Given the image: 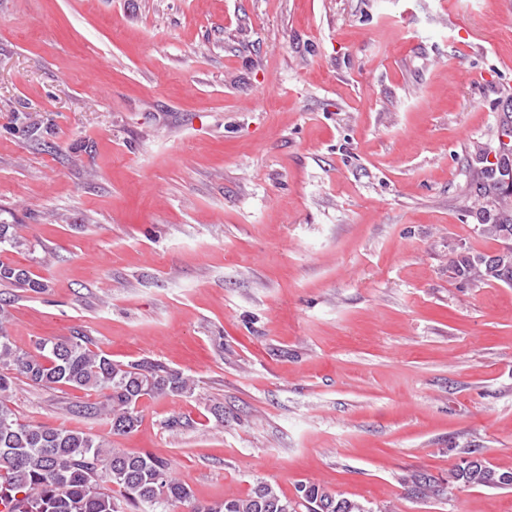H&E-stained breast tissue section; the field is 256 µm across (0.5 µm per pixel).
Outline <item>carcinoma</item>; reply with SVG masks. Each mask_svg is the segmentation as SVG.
Wrapping results in <instances>:
<instances>
[{
    "label": "carcinoma",
    "instance_id": "carcinoma-1",
    "mask_svg": "<svg viewBox=\"0 0 512 512\" xmlns=\"http://www.w3.org/2000/svg\"><path fill=\"white\" fill-rule=\"evenodd\" d=\"M503 173L486 171L480 188L484 196L502 190ZM483 233L512 244V214L505 211L482 225ZM22 246L18 225L0 224V250ZM454 278L512 285V270L498 269L492 255L464 253L448 268ZM0 281L32 292L45 285L25 269L0 263ZM9 302L0 297V512H120L117 498L152 512L192 499L170 464L148 452L129 453L110 446L99 436L76 429L33 425L11 406L14 380L51 387L56 384L98 396L82 407L88 416L109 421L116 437L128 435L142 423L140 401L192 391L194 381L182 372L154 361L122 363L93 350L82 337L41 343L35 350L17 347L6 331ZM107 476L112 486L100 484ZM454 483L490 488L512 487V471H500L482 458L463 460L449 475ZM442 492L435 480L424 477L414 488L422 497ZM192 512H371L361 502L326 490L316 483H300L295 498L276 485L259 480L243 497L197 503Z\"/></svg>",
    "mask_w": 512,
    "mask_h": 512
}]
</instances>
